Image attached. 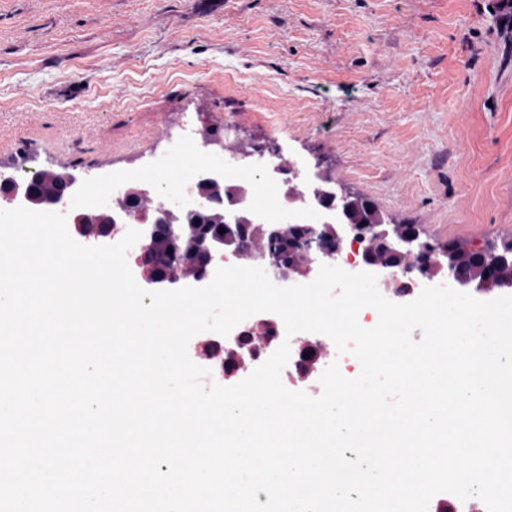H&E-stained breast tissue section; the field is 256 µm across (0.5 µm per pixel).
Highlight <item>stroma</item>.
<instances>
[{
    "label": "stroma",
    "mask_w": 512,
    "mask_h": 512,
    "mask_svg": "<svg viewBox=\"0 0 512 512\" xmlns=\"http://www.w3.org/2000/svg\"><path fill=\"white\" fill-rule=\"evenodd\" d=\"M506 0H0V161L176 188L182 129L478 248L512 238Z\"/></svg>",
    "instance_id": "stroma-1"
}]
</instances>
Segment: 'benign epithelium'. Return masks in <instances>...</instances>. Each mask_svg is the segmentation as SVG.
<instances>
[{
	"instance_id": "benign-epithelium-1",
	"label": "benign epithelium",
	"mask_w": 512,
	"mask_h": 512,
	"mask_svg": "<svg viewBox=\"0 0 512 512\" xmlns=\"http://www.w3.org/2000/svg\"><path fill=\"white\" fill-rule=\"evenodd\" d=\"M17 171V167L0 162V208L25 206L31 210L64 213L67 223L71 224L72 232L95 244L121 232L125 224L139 225L142 237L139 240L135 263L143 282L149 288H177L190 279L203 281L207 269L230 257L237 260L245 259L252 266L264 268L269 278L277 283H289L308 277L316 265H332L344 260V246L348 242L363 246L362 251L357 253L356 257L348 259V262L385 277L383 283L386 284V276L395 271V268L376 260L373 252H392L403 242L408 246L405 255L410 266L402 267L400 271L408 280L414 283L429 281L435 277L434 267L437 266L448 269V277L459 286L486 292L489 285L497 282L498 262L502 254L512 253V244L509 242L500 245L490 244L481 248L484 273L487 277L474 284L467 276L458 272L454 265L447 262L450 251L446 242L424 238L420 233L404 238L394 234L388 224H338L334 234L335 243L330 244L325 236V228L329 223L323 222L306 225L305 231L289 242V250L307 260L304 266H285L260 250H248V244L243 241L228 242L222 237L204 235L189 251L190 263L197 269L195 276L180 273L175 263L171 264L167 271L157 272L152 260L150 241L162 229L173 240L180 239L182 220L186 216L196 214L195 210L174 211L168 208L167 203L153 198L146 189L131 185L121 189L120 194L103 208L92 212L75 213L70 209L71 196L83 184L82 173L77 171V168L63 166L53 171L54 179L62 188L49 194L39 193L35 188V181L42 175V171L35 172L30 178L17 175ZM243 333L249 335L248 342H243L242 337L237 336L226 345V349L234 353L233 363L224 367L226 378L245 371L252 365L255 343L263 342L269 346L274 341L271 336L252 335V329L249 327L245 328ZM297 345L298 352L310 354V361L315 365L326 358V346L318 340L302 338L297 340Z\"/></svg>"
}]
</instances>
